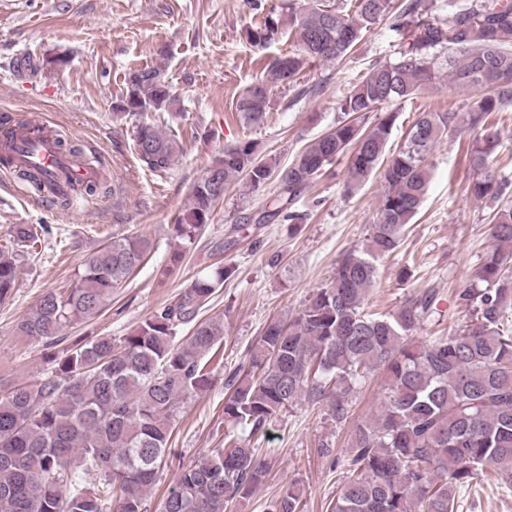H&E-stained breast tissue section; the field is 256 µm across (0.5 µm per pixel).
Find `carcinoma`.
Instances as JSON below:
<instances>
[{
	"label": "carcinoma",
	"mask_w": 512,
	"mask_h": 512,
	"mask_svg": "<svg viewBox=\"0 0 512 512\" xmlns=\"http://www.w3.org/2000/svg\"><path fill=\"white\" fill-rule=\"evenodd\" d=\"M284 9L300 50L264 65L261 81L237 99L235 111L247 124L263 120L273 87L310 63L345 57L375 25L387 21L393 31L408 32L409 42L396 62L373 64L353 85L339 103L336 125L279 174L278 193L254 223H302L294 201L345 154L347 190L365 183L383 160L387 187L364 243L343 255L331 282L312 293L297 317L269 320L247 367L225 381L224 421L249 428L248 437L227 434L224 447L179 469L164 512H229L267 472L252 439L304 400L322 401L336 423L348 422L358 390L377 369L387 373L388 392L377 413L353 424L346 454L335 459L343 481L331 512H459L461 491L480 471L489 468L512 486V334L503 327L512 309V206L494 209L490 249L473 283L456 293L470 322L454 335L413 340L429 315L430 293L406 299L393 313L366 312L378 260L398 248L428 193L429 157L460 123L456 112H419L386 160L396 114L383 106L433 86V54L458 52L449 83L479 93L469 116L470 128H480L470 152L476 171L470 192L497 200L506 183L493 171L498 140L492 129L498 113L512 105V0H346L339 9L324 0L306 7L288 0ZM280 24L269 14L249 38L263 47ZM166 67L163 57L130 70L113 107L118 119L138 118L135 151L156 173L170 169L181 151L180 141L150 118L176 103ZM370 112L377 123L366 130L359 119ZM274 175L276 165L261 158L254 140L225 146L176 218L179 245L168 272L196 246L232 184L243 177L258 190ZM37 240L32 228L18 224L11 245L0 249V303L11 296ZM151 249L144 235L112 237L84 260L69 287L45 291L16 333L53 347L68 326L98 316ZM231 274L217 267L132 333L117 341L80 338L51 373L0 390V512H144L180 403L210 385L205 358L216 354L224 322L204 313ZM303 506V489L291 484L266 512H303Z\"/></svg>",
	"instance_id": "carcinoma-1"
}]
</instances>
